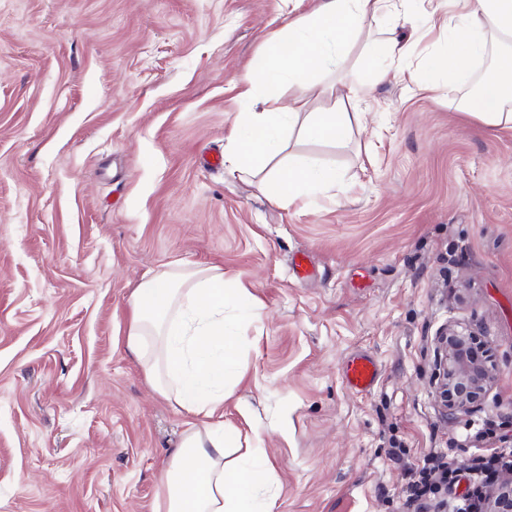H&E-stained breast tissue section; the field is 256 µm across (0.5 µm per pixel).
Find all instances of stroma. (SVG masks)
I'll return each mask as SVG.
<instances>
[{
  "instance_id": "1",
  "label": "stroma",
  "mask_w": 512,
  "mask_h": 512,
  "mask_svg": "<svg viewBox=\"0 0 512 512\" xmlns=\"http://www.w3.org/2000/svg\"><path fill=\"white\" fill-rule=\"evenodd\" d=\"M314 0H0V512H153L187 413L126 346L151 270L218 266L267 317L224 403L261 435L277 512H407L430 455L469 475L512 435V131L396 77L345 145L289 152L342 182L278 206L223 155L238 79ZM315 274L299 279L295 255ZM473 328L497 376L466 414L434 393L437 331ZM380 367L367 395L341 365Z\"/></svg>"
}]
</instances>
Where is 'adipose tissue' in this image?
Segmentation results:
<instances>
[{"instance_id":"obj_1","label":"adipose tissue","mask_w":512,"mask_h":512,"mask_svg":"<svg viewBox=\"0 0 512 512\" xmlns=\"http://www.w3.org/2000/svg\"><path fill=\"white\" fill-rule=\"evenodd\" d=\"M417 0H319L311 12L289 18L268 37L239 78L248 111L229 136V162L239 167L280 153L283 134L298 129L312 141L343 144L366 124L360 102L373 85L399 73L412 42L378 22L397 12L418 27L439 29L437 49L409 71V80L432 93L476 85L461 114L492 129L512 130V0H456L439 17ZM359 51L370 78L338 82L334 74ZM297 95L283 104L282 85ZM332 97L309 111L311 94ZM334 168L294 159L257 189L282 205L335 189ZM263 320L248 288H228L217 267H169L144 278L131 297L126 346L142 361L155 391L190 416L171 454L156 512H275L278 480L263 448L238 451V431L224 421L232 390L226 375L238 362L242 327L225 320L226 309Z\"/></svg>"}]
</instances>
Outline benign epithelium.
Masks as SVG:
<instances>
[{"label":"benign epithelium","instance_id":"1","mask_svg":"<svg viewBox=\"0 0 512 512\" xmlns=\"http://www.w3.org/2000/svg\"><path fill=\"white\" fill-rule=\"evenodd\" d=\"M442 356L435 382V394L450 415L477 407L493 384L497 366L475 331L449 324L438 334ZM483 512H512V468L505 470L485 495Z\"/></svg>","mask_w":512,"mask_h":512}]
</instances>
